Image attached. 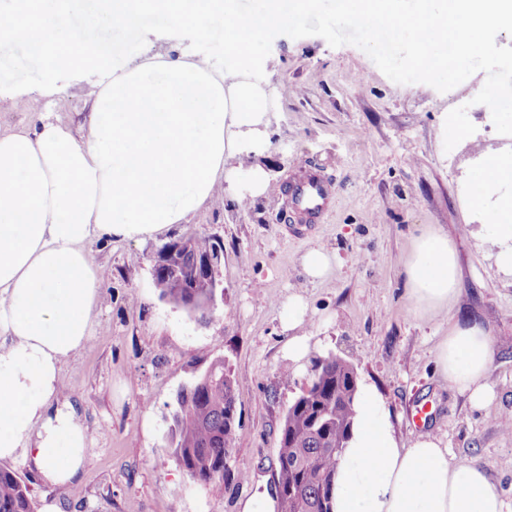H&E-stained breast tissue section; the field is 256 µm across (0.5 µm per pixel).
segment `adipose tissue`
I'll return each instance as SVG.
<instances>
[{
	"mask_svg": "<svg viewBox=\"0 0 512 512\" xmlns=\"http://www.w3.org/2000/svg\"><path fill=\"white\" fill-rule=\"evenodd\" d=\"M0 14V55L29 39L40 61L76 67L93 111L82 134L42 118L34 130H0V459L24 453L64 485L89 458L72 402L58 399L65 361L86 342L104 271L96 240L146 241L196 213L221 186L241 204L267 193L262 164L270 111L288 93L269 87L257 52L272 32L301 23L317 0H96L95 14L133 35L147 18L201 41L224 20V62L190 53L128 61L120 47L74 39L57 0H16ZM482 213L475 235L512 275V154L483 157L469 186ZM413 313L448 321L457 293L448 232L424 227L404 264ZM436 364L449 389L481 408L491 337L476 321L448 322ZM487 472L448 457L432 433L403 444L373 385L358 387L350 436L334 478V512H503Z\"/></svg>",
	"mask_w": 512,
	"mask_h": 512,
	"instance_id": "adipose-tissue-1",
	"label": "adipose tissue"
}]
</instances>
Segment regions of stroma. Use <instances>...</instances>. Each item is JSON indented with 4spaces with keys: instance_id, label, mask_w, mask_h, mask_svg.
<instances>
[{
    "instance_id": "stroma-1",
    "label": "stroma",
    "mask_w": 512,
    "mask_h": 512,
    "mask_svg": "<svg viewBox=\"0 0 512 512\" xmlns=\"http://www.w3.org/2000/svg\"><path fill=\"white\" fill-rule=\"evenodd\" d=\"M100 43L130 56L177 57L186 49L222 61V38L207 42L140 37L110 26L91 29ZM0 72V130L38 125L50 112L73 131L86 128L93 102L74 69H59L15 45ZM266 78L288 84L270 127L266 163L276 189L246 206L230 194L208 201L164 240L217 237L223 247L216 309L206 320L161 298L153 267L162 240L90 246L106 277L91 334L63 366L60 400L76 402L91 455L79 479L54 485L25 456L6 468L29 480L37 506L63 512H242L246 500L270 489L280 424L301 394L316 360L350 359L360 381L377 388L403 443L429 431L453 461L483 466L512 512V276L498 270L471 233L479 213L467 202L478 154L512 152L488 106L474 98L477 72L446 92L390 80L360 48L331 47L319 36L274 38ZM466 107L473 140L445 150L437 137L443 113ZM334 180L336 203L325 223L296 229L280 187L301 166ZM455 241L458 289L449 320L471 318L493 337L492 403L472 408L438 374L436 351L447 323L412 315L403 262L426 225ZM321 248L336 261L313 279L304 255ZM301 294L305 321L283 326L288 298ZM307 353L288 357L292 337ZM235 380L242 427L226 460L232 477L195 484L173 458L172 413L179 389L214 359ZM431 419L416 424L418 409Z\"/></svg>"
}]
</instances>
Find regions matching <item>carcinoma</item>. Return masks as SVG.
Returning a JSON list of instances; mask_svg holds the SVG:
<instances>
[{
	"label": "carcinoma",
	"mask_w": 512,
	"mask_h": 512,
	"mask_svg": "<svg viewBox=\"0 0 512 512\" xmlns=\"http://www.w3.org/2000/svg\"><path fill=\"white\" fill-rule=\"evenodd\" d=\"M213 248L208 236L179 245L173 271L155 277L160 296L201 320L214 307L213 289L193 276L198 258ZM353 363L332 355L318 360L319 382L307 398L288 407L279 429L276 462L282 491L278 512H332L333 480L349 434L356 390L351 388ZM234 380L224 361L213 362L177 394L173 415L174 460L200 485L224 481V461L235 448ZM0 512H35L29 485L14 471L0 468Z\"/></svg>",
	"instance_id": "cac0c4a2"
}]
</instances>
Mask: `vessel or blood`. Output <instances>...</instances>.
<instances>
[{
	"label": "vessel or blood",
	"mask_w": 512,
	"mask_h": 512,
	"mask_svg": "<svg viewBox=\"0 0 512 512\" xmlns=\"http://www.w3.org/2000/svg\"><path fill=\"white\" fill-rule=\"evenodd\" d=\"M289 212L301 224H317L330 210L334 187L332 182L316 170H306L285 189Z\"/></svg>",
	"instance_id": "vessel-or-blood-1"
}]
</instances>
